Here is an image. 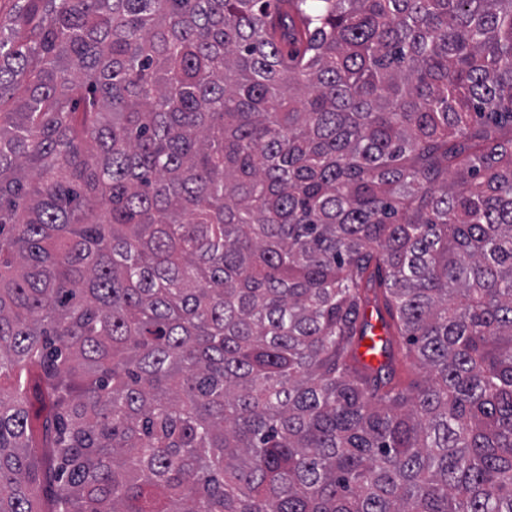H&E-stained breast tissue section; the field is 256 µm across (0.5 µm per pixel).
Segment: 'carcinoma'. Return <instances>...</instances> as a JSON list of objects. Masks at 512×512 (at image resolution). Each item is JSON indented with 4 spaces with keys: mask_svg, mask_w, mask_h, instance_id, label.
I'll use <instances>...</instances> for the list:
<instances>
[{
    "mask_svg": "<svg viewBox=\"0 0 512 512\" xmlns=\"http://www.w3.org/2000/svg\"><path fill=\"white\" fill-rule=\"evenodd\" d=\"M9 2L0 512H512V0Z\"/></svg>",
    "mask_w": 512,
    "mask_h": 512,
    "instance_id": "cac0c4a2",
    "label": "carcinoma"
}]
</instances>
